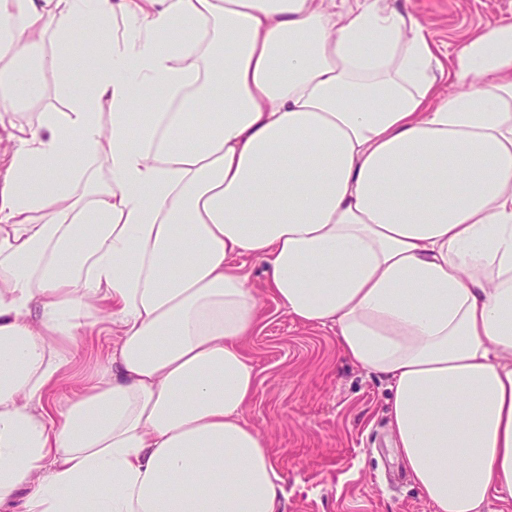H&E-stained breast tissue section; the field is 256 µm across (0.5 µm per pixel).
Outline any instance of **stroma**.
<instances>
[{"instance_id":"35a3bbf8","label":"stroma","mask_w":512,"mask_h":512,"mask_svg":"<svg viewBox=\"0 0 512 512\" xmlns=\"http://www.w3.org/2000/svg\"><path fill=\"white\" fill-rule=\"evenodd\" d=\"M425 29L439 59L488 24L512 23V0H398ZM263 316L244 349L259 372L247 421L278 458L284 512H433L403 468L387 417L388 380L343 357L331 327L299 323L277 307L262 267L245 266ZM116 341L111 324L78 337L74 376L54 395L64 404Z\"/></svg>"}]
</instances>
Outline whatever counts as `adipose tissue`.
Returning <instances> with one entry per match:
<instances>
[{
  "label": "adipose tissue",
  "instance_id": "obj_1",
  "mask_svg": "<svg viewBox=\"0 0 512 512\" xmlns=\"http://www.w3.org/2000/svg\"><path fill=\"white\" fill-rule=\"evenodd\" d=\"M50 79L67 111L19 123ZM0 139V512H281L244 257L390 379L435 512L512 498V24L445 65L393 0H0ZM99 46L104 48L106 51V46L103 43H97L90 46L84 43H78L72 47L70 60L75 59L77 67L70 69V77L71 82L76 89H80L83 85L87 70L96 59ZM116 339L112 335V323H104L85 336H78L76 343L68 346L73 355L74 377L56 391L54 400L58 405H64L67 398L109 362Z\"/></svg>",
  "mask_w": 512,
  "mask_h": 512
}]
</instances>
